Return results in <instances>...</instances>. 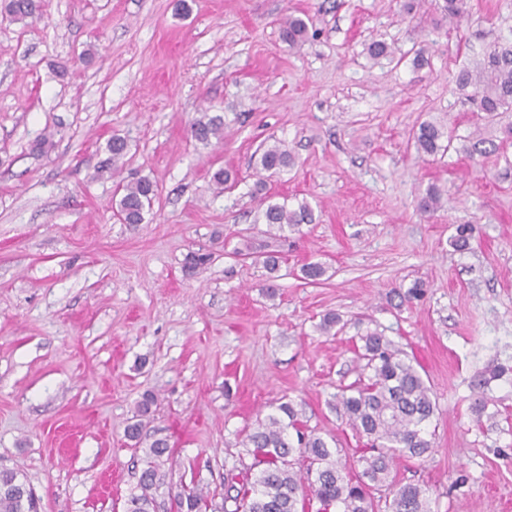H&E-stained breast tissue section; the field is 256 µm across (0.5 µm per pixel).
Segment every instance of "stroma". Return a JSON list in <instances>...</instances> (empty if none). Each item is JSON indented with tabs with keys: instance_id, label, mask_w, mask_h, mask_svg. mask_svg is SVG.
I'll list each match as a JSON object with an SVG mask.
<instances>
[{
	"instance_id": "stroma-1",
	"label": "stroma",
	"mask_w": 512,
	"mask_h": 512,
	"mask_svg": "<svg viewBox=\"0 0 512 512\" xmlns=\"http://www.w3.org/2000/svg\"><path fill=\"white\" fill-rule=\"evenodd\" d=\"M449 23L434 0H44L36 20L0 12V466L23 474L43 512H124L144 450L125 427L144 394L148 440L169 455L155 493L195 484L222 500L249 467L256 419L292 401L339 457L366 440L331 401L360 375L361 334L383 331L430 386L432 451L399 483L433 512H512V146L470 157L478 124L454 76L512 43V0H466ZM308 15L304 41L279 37ZM385 41L400 64L373 62ZM422 51L425 63L410 56ZM224 136L192 134L201 112ZM428 117L455 151L420 156ZM127 149L101 170L112 137ZM46 138L43 150L33 143ZM281 142L293 166L266 189L316 221L270 238L255 221L254 155ZM237 176L221 191L217 170ZM139 175L157 187L146 223L121 224L112 198ZM442 208L421 213L428 185ZM472 229L455 251L457 225ZM282 249L276 276L234 256ZM210 254L189 273L188 255ZM327 268L306 283L300 267ZM424 294L400 295L414 282ZM275 283L268 295L267 283ZM345 322L320 331L327 313ZM488 421L469 405L475 380ZM307 30L308 25L302 17L288 15L280 26L281 39L288 47L294 48L304 40Z\"/></svg>"
}]
</instances>
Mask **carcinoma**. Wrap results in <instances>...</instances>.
<instances>
[{"label": "carcinoma", "mask_w": 512, "mask_h": 512, "mask_svg": "<svg viewBox=\"0 0 512 512\" xmlns=\"http://www.w3.org/2000/svg\"><path fill=\"white\" fill-rule=\"evenodd\" d=\"M43 0H4L3 10L14 21L35 19L42 15ZM442 10L451 21L465 14V0H444ZM306 21L295 15L286 17L280 35L288 47L302 42L307 34ZM458 91L473 92L482 120L488 124L512 109V45L496 47L484 54L479 66L461 69L455 76ZM224 122L219 116L204 112L192 125L194 137L208 142L220 135ZM416 149L423 156L446 154L454 141L448 126L428 119L419 123L413 133ZM110 157L102 169H111L123 157L126 142L120 137L108 146ZM293 164L287 149L274 142L258 151L256 170L271 175ZM156 189L147 177L127 182L122 194L114 200L115 211L125 215L127 223L142 224L152 210ZM442 190L427 189L419 209L430 214L441 207ZM259 220L267 233L294 231L315 221L310 205L302 201L296 207L273 196L260 198ZM327 272L324 264L308 262L301 277L312 283ZM362 358L369 374L336 394L332 407L361 436L369 448L356 459L361 472L351 473L336 458L327 440L314 430L301 427L299 411L292 402H282L246 435L245 447L253 456L254 476L244 475L241 485L226 491L223 502L212 503L201 489L179 485L172 495L175 512H305L304 489H309L328 512H375L372 492L385 499V512H432L429 490L396 481V465L402 459L421 458L431 451L429 425L435 415L431 388L415 368L401 357L392 342L374 330L361 336ZM168 452V443L155 440L149 445L147 468L139 479V492L126 501L125 512H155L154 490L163 479L153 459ZM0 512H41V499L19 472L0 468Z\"/></svg>", "instance_id": "carcinoma-1"}]
</instances>
